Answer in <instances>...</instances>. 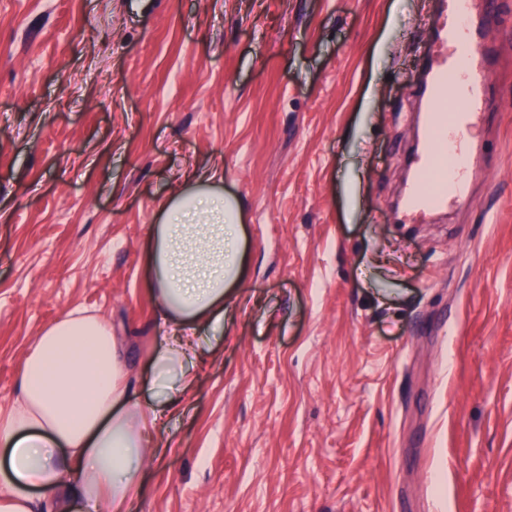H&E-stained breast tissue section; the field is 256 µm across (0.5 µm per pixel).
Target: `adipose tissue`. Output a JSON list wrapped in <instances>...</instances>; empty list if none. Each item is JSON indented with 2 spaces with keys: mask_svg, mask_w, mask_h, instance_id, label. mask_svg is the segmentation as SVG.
Segmentation results:
<instances>
[{
  "mask_svg": "<svg viewBox=\"0 0 512 512\" xmlns=\"http://www.w3.org/2000/svg\"><path fill=\"white\" fill-rule=\"evenodd\" d=\"M149 234L148 293L162 330L150 364L155 404L136 399L100 317L67 312L44 328L0 417V512H122L153 456L161 412L193 386L189 363L206 328L224 324V294L243 274L240 211L218 171L185 174Z\"/></svg>",
  "mask_w": 512,
  "mask_h": 512,
  "instance_id": "obj_1",
  "label": "adipose tissue"
}]
</instances>
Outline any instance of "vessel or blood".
Instances as JSON below:
<instances>
[{
	"label": "vessel or blood",
	"mask_w": 512,
	"mask_h": 512,
	"mask_svg": "<svg viewBox=\"0 0 512 512\" xmlns=\"http://www.w3.org/2000/svg\"><path fill=\"white\" fill-rule=\"evenodd\" d=\"M449 13L437 28L452 54L427 65L425 92L429 114L423 129L415 178L405 197L409 211L423 213L462 201L468 193L463 177L469 167L465 134L490 84L489 72L475 64L471 0H448Z\"/></svg>",
	"instance_id": "vessel-or-blood-1"
}]
</instances>
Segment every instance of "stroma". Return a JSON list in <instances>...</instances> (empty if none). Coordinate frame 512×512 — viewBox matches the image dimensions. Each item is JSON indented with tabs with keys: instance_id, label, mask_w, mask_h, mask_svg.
Here are the masks:
<instances>
[{
	"instance_id": "1",
	"label": "stroma",
	"mask_w": 512,
	"mask_h": 512,
	"mask_svg": "<svg viewBox=\"0 0 512 512\" xmlns=\"http://www.w3.org/2000/svg\"><path fill=\"white\" fill-rule=\"evenodd\" d=\"M468 200L413 214L443 0H0V414L41 330L106 320L140 399L145 250L219 168L244 274L127 512H512V28Z\"/></svg>"
}]
</instances>
